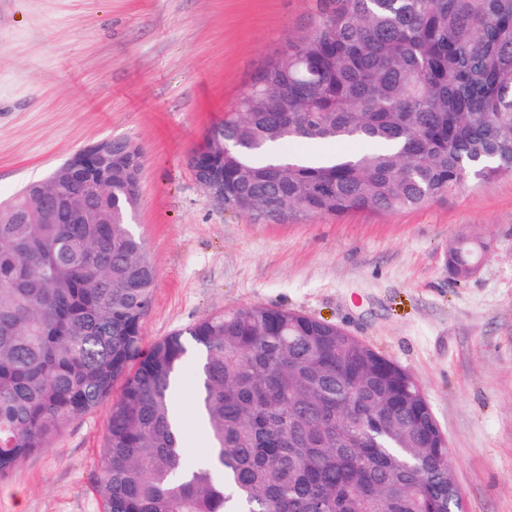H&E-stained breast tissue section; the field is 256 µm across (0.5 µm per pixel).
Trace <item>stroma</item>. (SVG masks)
<instances>
[{
    "label": "stroma",
    "instance_id": "35a3bbf8",
    "mask_svg": "<svg viewBox=\"0 0 512 512\" xmlns=\"http://www.w3.org/2000/svg\"><path fill=\"white\" fill-rule=\"evenodd\" d=\"M312 0H0V201L78 150L124 138L145 153L135 230L157 279L145 343L252 304L342 327L419 382L468 512H512V176L418 210L302 216L225 211L187 157L261 65L306 33ZM490 243L460 280L446 252ZM206 442L196 385L176 398ZM102 404L0 480V512H103L94 485Z\"/></svg>",
    "mask_w": 512,
    "mask_h": 512
}]
</instances>
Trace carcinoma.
Here are the masks:
<instances>
[{
	"instance_id": "carcinoma-1",
	"label": "carcinoma",
	"mask_w": 512,
	"mask_h": 512,
	"mask_svg": "<svg viewBox=\"0 0 512 512\" xmlns=\"http://www.w3.org/2000/svg\"><path fill=\"white\" fill-rule=\"evenodd\" d=\"M196 148L206 190L254 221L416 210L512 174V0H314ZM358 141L311 165L297 143ZM141 147L112 145V192L57 168L0 205V479L107 400L104 512H448V449L414 377L336 325L254 304L146 347L156 284L133 230ZM87 208L93 223L73 224ZM490 250L461 239L465 277ZM195 362L206 459L182 454L173 392Z\"/></svg>"
}]
</instances>
